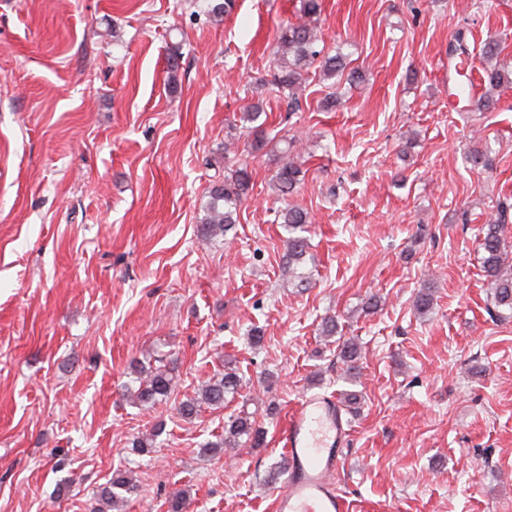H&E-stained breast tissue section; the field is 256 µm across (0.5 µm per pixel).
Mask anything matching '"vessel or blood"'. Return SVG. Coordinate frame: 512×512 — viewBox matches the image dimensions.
Wrapping results in <instances>:
<instances>
[{
	"label": "vessel or blood",
	"mask_w": 512,
	"mask_h": 512,
	"mask_svg": "<svg viewBox=\"0 0 512 512\" xmlns=\"http://www.w3.org/2000/svg\"><path fill=\"white\" fill-rule=\"evenodd\" d=\"M349 431L334 399L304 396L279 432L286 450L287 481L276 493L274 512H348L334 481Z\"/></svg>",
	"instance_id": "1"
}]
</instances>
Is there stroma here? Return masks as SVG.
Instances as JSON below:
<instances>
[{"instance_id": "obj_1", "label": "stroma", "mask_w": 512, "mask_h": 512, "mask_svg": "<svg viewBox=\"0 0 512 512\" xmlns=\"http://www.w3.org/2000/svg\"><path fill=\"white\" fill-rule=\"evenodd\" d=\"M209 4L0 0V512H88L118 469L138 486L124 512H167L180 491L186 512H273L287 415L350 392V512H512V310L493 308L478 253L512 200V82L486 111L448 96L456 31L475 97L486 40L512 71V0H322L326 51L361 79L310 68L293 112L265 81L301 0H236L219 20ZM258 100L256 148L239 117ZM293 138L304 181L283 197ZM228 143L253 188L234 230L209 237L202 206ZM485 148L492 169H471ZM289 205L311 218L307 289L284 269ZM331 316L359 377L324 341ZM160 355L177 388L137 404L130 364ZM228 360L239 393L180 417ZM241 412L264 445L202 454ZM158 426L153 451L132 452Z\"/></svg>"}]
</instances>
